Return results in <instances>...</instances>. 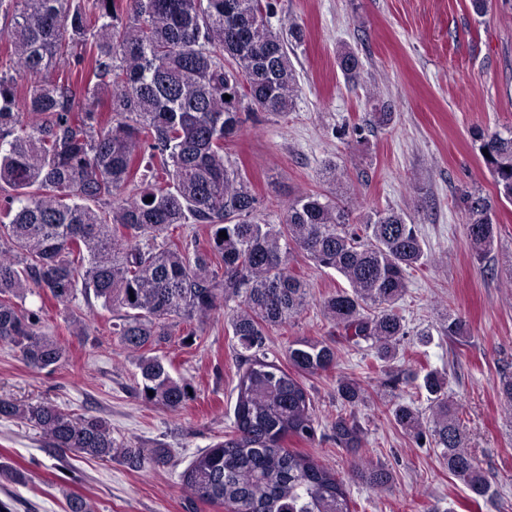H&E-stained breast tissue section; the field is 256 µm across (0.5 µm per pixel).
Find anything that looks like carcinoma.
Segmentation results:
<instances>
[{
  "label": "carcinoma",
  "instance_id": "1",
  "mask_svg": "<svg viewBox=\"0 0 512 512\" xmlns=\"http://www.w3.org/2000/svg\"><path fill=\"white\" fill-rule=\"evenodd\" d=\"M272 8L270 0H0L9 61L0 70V343L33 370L53 369L65 349L42 333V311L19 301L33 291L66 308L79 296L90 308L96 301L136 356L141 399L178 410L192 399L191 385L154 350L180 324L227 308L241 370L234 420L224 440L190 461L183 485L192 499L231 512H352L344 479L288 448L291 439H317L303 378L335 370L336 341L297 338L284 357H271L268 333L310 305L291 265L302 253L348 281L323 301V314L346 343H367L385 373L409 335L397 303L428 256L404 213L366 210L357 226L340 193H307L283 207L279 223L255 221L259 200L224 143L253 111L285 113L294 104L297 73L288 40L267 21ZM338 63L349 77L361 67L352 50ZM476 137L496 188L494 199L463 198L481 260L498 235L496 201L512 202V126ZM185 224L203 225L206 243L174 238ZM442 330L462 339L466 322L450 314ZM423 387L429 416L399 400L392 421L417 447L438 449L474 498L493 496L465 446L447 373L427 372ZM496 390L511 409V367L501 368ZM336 395L347 411L331 423L333 438L359 448L355 408L365 388L341 376ZM0 417L25 421L52 448L118 456L131 470L172 458L169 448H121L107 419L50 402L0 399ZM349 475L373 489L393 482L384 465L356 462Z\"/></svg>",
  "mask_w": 512,
  "mask_h": 512
}]
</instances>
